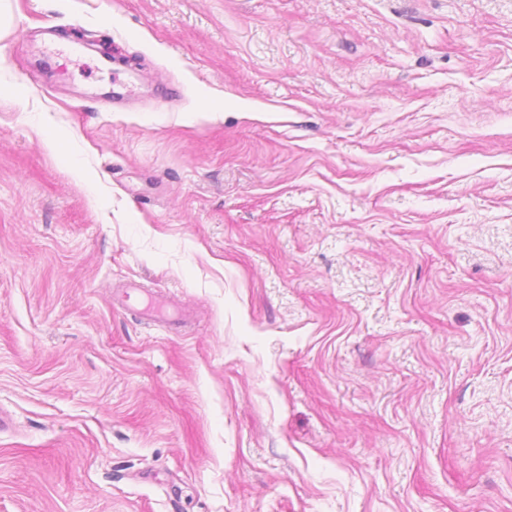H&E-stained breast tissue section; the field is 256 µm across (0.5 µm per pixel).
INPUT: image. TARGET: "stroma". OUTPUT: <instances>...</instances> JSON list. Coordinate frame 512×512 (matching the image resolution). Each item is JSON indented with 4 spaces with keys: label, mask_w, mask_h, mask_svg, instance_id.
I'll return each instance as SVG.
<instances>
[{
    "label": "stroma",
    "mask_w": 512,
    "mask_h": 512,
    "mask_svg": "<svg viewBox=\"0 0 512 512\" xmlns=\"http://www.w3.org/2000/svg\"><path fill=\"white\" fill-rule=\"evenodd\" d=\"M12 11L0 512H512V0Z\"/></svg>",
    "instance_id": "stroma-1"
}]
</instances>
